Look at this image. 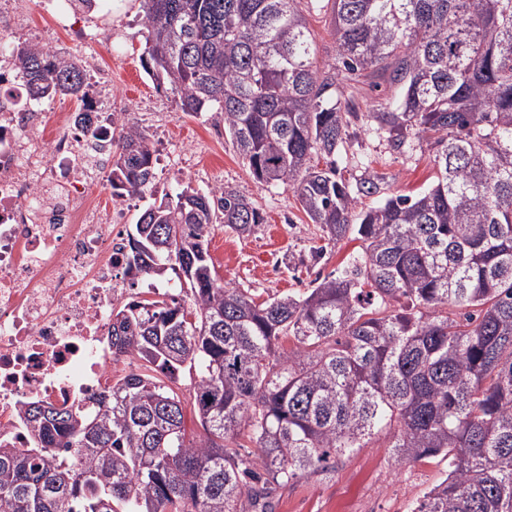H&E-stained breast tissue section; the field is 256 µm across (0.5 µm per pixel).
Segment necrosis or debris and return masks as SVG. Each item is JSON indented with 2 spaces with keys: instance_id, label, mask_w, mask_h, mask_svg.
Returning a JSON list of instances; mask_svg holds the SVG:
<instances>
[{
  "instance_id": "1",
  "label": "necrosis or debris",
  "mask_w": 512,
  "mask_h": 512,
  "mask_svg": "<svg viewBox=\"0 0 512 512\" xmlns=\"http://www.w3.org/2000/svg\"><path fill=\"white\" fill-rule=\"evenodd\" d=\"M60 114L0 96V446L24 448V403L69 405L112 374V308L124 301L128 197L91 204L111 161L112 115Z\"/></svg>"
}]
</instances>
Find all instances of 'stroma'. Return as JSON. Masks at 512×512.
<instances>
[{"mask_svg": "<svg viewBox=\"0 0 512 512\" xmlns=\"http://www.w3.org/2000/svg\"><path fill=\"white\" fill-rule=\"evenodd\" d=\"M35 3L0 0V7L11 11L22 4L30 8L16 43L42 39L54 51L81 57L85 71L108 69L112 82L101 91L103 108L125 109L158 146L156 179L147 193L134 197L126 224L135 223L153 197L176 194L187 182L204 190L235 188L256 204L265 222L244 239L217 226L209 253L225 282L259 302L310 287L316 278L335 273L357 249V242L347 239L323 247L320 230L309 223L291 191L258 184L225 134L219 113L184 114L171 94L157 89L142 68V0H94L91 7L76 10L66 30L58 29ZM104 30L111 31V43L85 42L84 33ZM349 133L336 161L344 178L378 175L387 195L413 196L432 182V150L426 139H411L396 150L386 136L366 132L360 123H353ZM318 246L323 255L311 259L312 248ZM445 468L437 458L400 466L386 448H359L335 471L280 489L275 512H411Z\"/></svg>", "mask_w": 512, "mask_h": 512, "instance_id": "stroma-1", "label": "stroma"}]
</instances>
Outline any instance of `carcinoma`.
I'll return each mask as SVG.
<instances>
[{
	"instance_id": "carcinoma-1",
	"label": "carcinoma",
	"mask_w": 512,
	"mask_h": 512,
	"mask_svg": "<svg viewBox=\"0 0 512 512\" xmlns=\"http://www.w3.org/2000/svg\"><path fill=\"white\" fill-rule=\"evenodd\" d=\"M142 2L156 87L187 114H224L258 183L291 190L327 244L360 246L338 274L258 303L208 250L217 224L246 238L264 223L250 199L188 183L148 206L127 273L170 270L183 296L112 308V356L142 371L24 406L29 447H0V512H272L277 490L377 443L399 465L448 463L413 512H512V0ZM322 3L336 57L319 66L306 13ZM13 57L26 100L86 98L76 56ZM349 75L394 95L360 115ZM352 117L396 150L427 138L432 184L382 199L378 178L338 177ZM111 149L112 195L141 194L147 135L126 120Z\"/></svg>"
}]
</instances>
